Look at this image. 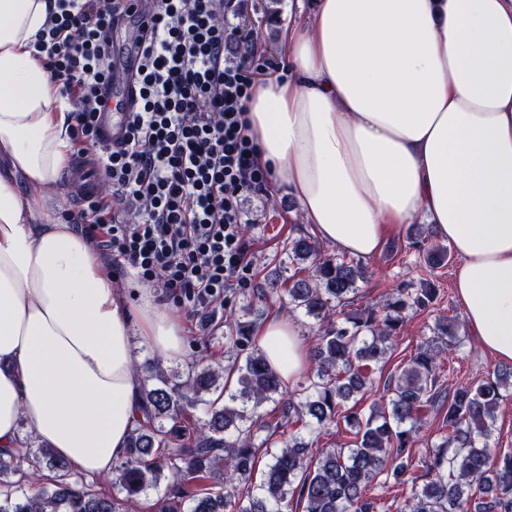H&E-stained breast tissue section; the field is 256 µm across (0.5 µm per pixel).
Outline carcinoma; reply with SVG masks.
I'll use <instances>...</instances> for the list:
<instances>
[{
    "mask_svg": "<svg viewBox=\"0 0 512 512\" xmlns=\"http://www.w3.org/2000/svg\"><path fill=\"white\" fill-rule=\"evenodd\" d=\"M426 265L448 262V249L423 227L411 228ZM288 263L304 275L283 289L288 311L319 323L314 370L288 403L282 421L257 425L258 410L279 404L282 379L256 348L255 324L227 316V364L191 363L187 372L148 368L157 384H143V419L136 422L112 483L75 478L51 449L20 441L21 451L0 454V512H139L147 492L166 481L148 512H288L298 494L302 512H383L365 493L380 476L409 487L411 512H512V450L491 445L495 413L512 397V369L478 384H465L440 402L442 348L458 343L451 319L435 323L434 343L421 346L387 383L389 401L363 416L347 406L359 402L392 337L409 313L428 309L438 297L429 281L402 282L382 305L354 311L360 262L328 255L301 234L285 246ZM444 410L441 442L428 459L414 451L422 415ZM342 421L353 438L344 447L312 448L314 430ZM288 432H283V429ZM266 435L258 437L257 432ZM268 458L261 477L260 459Z\"/></svg>",
    "mask_w": 512,
    "mask_h": 512,
    "instance_id": "carcinoma-1",
    "label": "carcinoma"
}]
</instances>
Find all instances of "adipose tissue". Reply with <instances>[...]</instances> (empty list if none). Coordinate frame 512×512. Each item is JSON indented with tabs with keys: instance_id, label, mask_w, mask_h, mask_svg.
Segmentation results:
<instances>
[{
	"instance_id": "adipose-tissue-1",
	"label": "adipose tissue",
	"mask_w": 512,
	"mask_h": 512,
	"mask_svg": "<svg viewBox=\"0 0 512 512\" xmlns=\"http://www.w3.org/2000/svg\"><path fill=\"white\" fill-rule=\"evenodd\" d=\"M51 0H0V452L23 429L110 473L140 418L137 348L182 358L184 327L47 203L73 153L69 105L33 42ZM284 80L249 103L256 158L319 239L368 258L424 218L460 258L467 324L512 361V0H316L281 32ZM257 345L284 382L309 352L274 316Z\"/></svg>"
}]
</instances>
